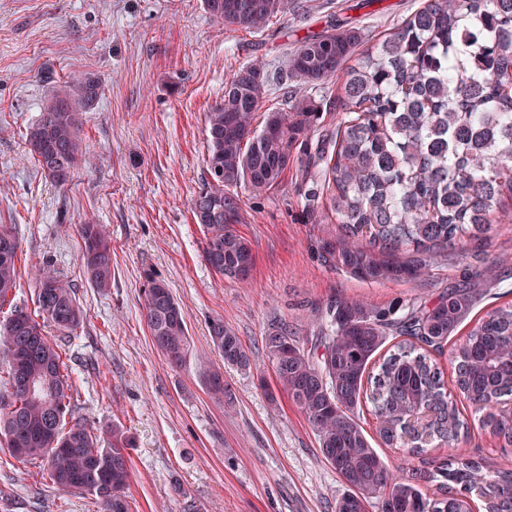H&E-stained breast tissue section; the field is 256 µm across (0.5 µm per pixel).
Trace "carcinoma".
<instances>
[{"mask_svg": "<svg viewBox=\"0 0 512 512\" xmlns=\"http://www.w3.org/2000/svg\"><path fill=\"white\" fill-rule=\"evenodd\" d=\"M226 27L260 31L283 14L288 0H203ZM364 30L338 28L313 35L288 57V110L256 112L277 82L255 63L224 82V96L206 113L207 178L191 199L204 228V261L223 279L254 263L253 247L232 225L239 221L238 188L261 192L279 185L292 164L311 182L309 208L324 202L340 227L322 241L324 262L363 281L408 280L470 238L512 224V0H422L393 32L368 48ZM336 79L342 118L334 139H313L327 106L307 88ZM99 80L60 86L27 133L39 168L59 186L87 162L80 132L83 109L99 97ZM81 261L95 288L112 284V243L101 224H81ZM19 243L0 225V442L13 458L45 462L49 481L96 497L100 512H129L126 489L132 438L114 430L100 441L79 421L66 422L73 378L59 345L84 321L74 287L49 267L35 273L37 314L12 304ZM144 318L167 364H185L190 341L179 302L167 283L145 274ZM480 297L452 288L437 300L380 309L365 301H332L306 350L285 326L264 336L278 386L318 437L322 456L347 491L334 512H512V469L455 453L465 422L453 385L478 414L480 427L512 447V304L493 309L453 344L452 337ZM209 334L224 365L245 370L250 356L224 321ZM34 338L23 372L29 392L16 387L15 356ZM397 343L381 352L389 339ZM449 347L454 378L446 383L430 351ZM208 389L230 400L221 369L204 366ZM374 406L377 432L388 446L420 454L434 440L448 459L424 478H442L430 496L415 479H398L367 438L360 404ZM424 413L418 421L415 414Z\"/></svg>", "mask_w": 512, "mask_h": 512, "instance_id": "obj_1", "label": "carcinoma"}]
</instances>
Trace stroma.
<instances>
[{"label": "stroma", "instance_id": "stroma-1", "mask_svg": "<svg viewBox=\"0 0 512 512\" xmlns=\"http://www.w3.org/2000/svg\"><path fill=\"white\" fill-rule=\"evenodd\" d=\"M421 0H289L261 31L227 27L203 0H0V224L20 242L13 303L36 309L33 271L43 265L69 281L85 311L63 343L74 369V417L95 435L120 428L128 449L130 512H333L345 487L318 439L276 379L264 336L281 323L307 341L325 303L364 299L379 308L435 298L470 282L483 296L462 324L512 303V225L467 243V256L439 257L428 275L365 282L324 262L320 241L333 225L308 219L294 173L260 193L239 189L236 231L255 260L247 283L221 278L202 257L203 229L190 202L206 172L205 114L239 67L283 68L308 37L344 25L369 43L391 32ZM92 76L101 94L83 114L77 166L65 186L46 177L26 133L64 82ZM103 224L112 238V286L94 288L81 262L78 225ZM180 303L190 357L170 367L142 316L145 271ZM223 318L248 349L250 370H225V404L200 367L220 364L208 332ZM460 454H499L465 400ZM361 422L391 471L406 479L448 450L433 442L412 455L381 443L371 405ZM88 494L58 489L43 466L21 463L0 446V512H97Z\"/></svg>", "mask_w": 512, "mask_h": 512}]
</instances>
